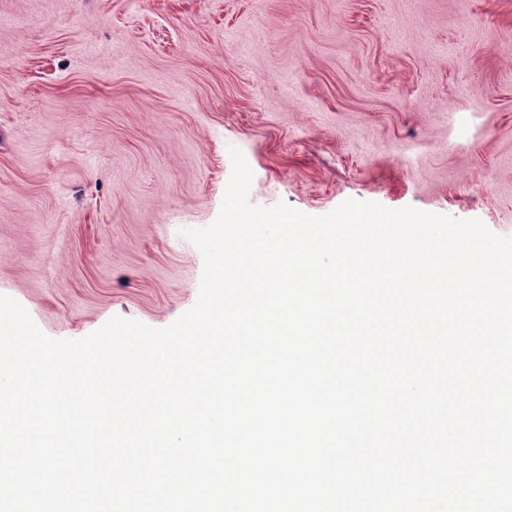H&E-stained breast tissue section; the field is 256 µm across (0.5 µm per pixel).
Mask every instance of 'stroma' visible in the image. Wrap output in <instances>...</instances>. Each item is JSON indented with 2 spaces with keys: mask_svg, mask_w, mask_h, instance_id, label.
<instances>
[{
  "mask_svg": "<svg viewBox=\"0 0 512 512\" xmlns=\"http://www.w3.org/2000/svg\"><path fill=\"white\" fill-rule=\"evenodd\" d=\"M233 146L257 206L512 236V0H0V295L55 339L169 326Z\"/></svg>",
  "mask_w": 512,
  "mask_h": 512,
  "instance_id": "stroma-1",
  "label": "stroma"
}]
</instances>
